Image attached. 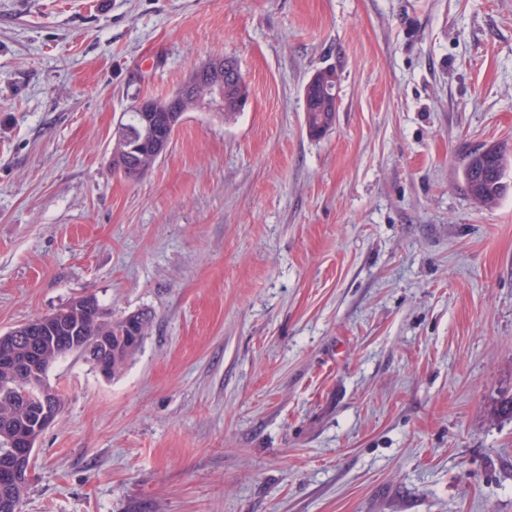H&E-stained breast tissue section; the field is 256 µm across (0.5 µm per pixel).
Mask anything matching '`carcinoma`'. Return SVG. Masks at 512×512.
I'll use <instances>...</instances> for the list:
<instances>
[{"label":"carcinoma","instance_id":"carcinoma-1","mask_svg":"<svg viewBox=\"0 0 512 512\" xmlns=\"http://www.w3.org/2000/svg\"><path fill=\"white\" fill-rule=\"evenodd\" d=\"M337 111L336 79L327 78L319 83L318 91L309 94V105L305 110V124L312 132L334 120ZM132 137L134 149L126 156L112 155V168L125 179L135 181L147 173L140 162L143 145L142 123L138 113L131 111L127 119L119 124ZM512 166V149L495 145L470 154L462 168V177L471 199L482 207H493L508 190L506 171ZM83 311L69 316L67 336L78 337L77 342L47 340L41 347L47 363L52 364L69 352H81V346L90 347L106 328L112 336V375H117L127 361L139 350L151 324V314L137 311L116 320L105 319V313L93 294L81 297ZM20 335L0 341V379L11 373L10 363L21 360L28 353L24 328ZM31 415L25 413L15 402L11 392L0 387V471L17 472L13 485L0 487V512H21V503L29 486L26 467L17 459L11 441L28 434Z\"/></svg>","mask_w":512,"mask_h":512}]
</instances>
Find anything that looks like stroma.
<instances>
[{"label":"stroma","instance_id":"35a3bbf8","mask_svg":"<svg viewBox=\"0 0 512 512\" xmlns=\"http://www.w3.org/2000/svg\"><path fill=\"white\" fill-rule=\"evenodd\" d=\"M231 58L137 181L135 97ZM336 74L333 127L303 87ZM512 0H0V334L95 294L152 323L73 353L22 512H512ZM471 153L462 168V177L471 199L482 207H493L508 190L504 181L512 166L511 148L492 145Z\"/></svg>","mask_w":512,"mask_h":512}]
</instances>
